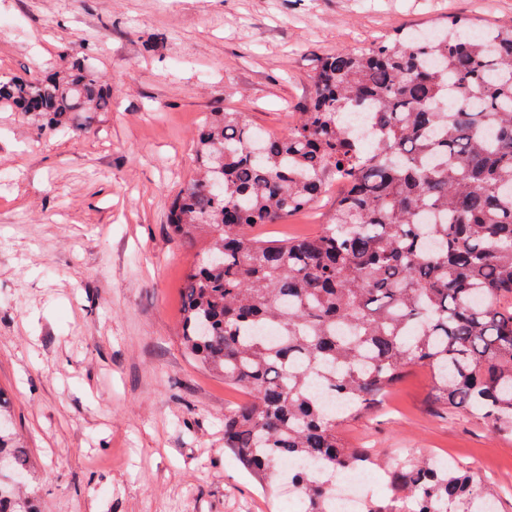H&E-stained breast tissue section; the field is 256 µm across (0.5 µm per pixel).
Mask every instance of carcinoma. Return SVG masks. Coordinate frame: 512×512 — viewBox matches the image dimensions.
<instances>
[{
  "mask_svg": "<svg viewBox=\"0 0 512 512\" xmlns=\"http://www.w3.org/2000/svg\"><path fill=\"white\" fill-rule=\"evenodd\" d=\"M110 104L83 60L42 80L0 79V109L40 131ZM196 161L167 223L188 241L210 231L181 288L180 341L250 395L224 412V447L259 481H288L303 512H334L336 475L373 465L386 494L366 512L497 505L470 472L423 456L380 462L348 447L338 424L418 365L435 405L512 432V26L455 19L327 55L285 132L211 112ZM333 184L319 233L251 232ZM0 463V512H39L13 483L27 484L30 459L1 402Z\"/></svg>",
  "mask_w": 512,
  "mask_h": 512,
  "instance_id": "cac0c4a2",
  "label": "carcinoma"
}]
</instances>
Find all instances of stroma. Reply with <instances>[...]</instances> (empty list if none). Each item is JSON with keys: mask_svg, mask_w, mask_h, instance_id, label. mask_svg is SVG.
I'll use <instances>...</instances> for the list:
<instances>
[{"mask_svg": "<svg viewBox=\"0 0 512 512\" xmlns=\"http://www.w3.org/2000/svg\"><path fill=\"white\" fill-rule=\"evenodd\" d=\"M452 16L509 26L512 0H0V76L84 58L112 96L67 133L0 111V394L42 512H293L287 485L261 488L224 447L247 392L181 347L180 283L205 238H174L168 208L207 113L282 132L323 56ZM335 199L254 232L313 234ZM430 394L412 367L339 430L388 457L480 462L512 512V433Z\"/></svg>", "mask_w": 512, "mask_h": 512, "instance_id": "obj_1", "label": "stroma"}]
</instances>
